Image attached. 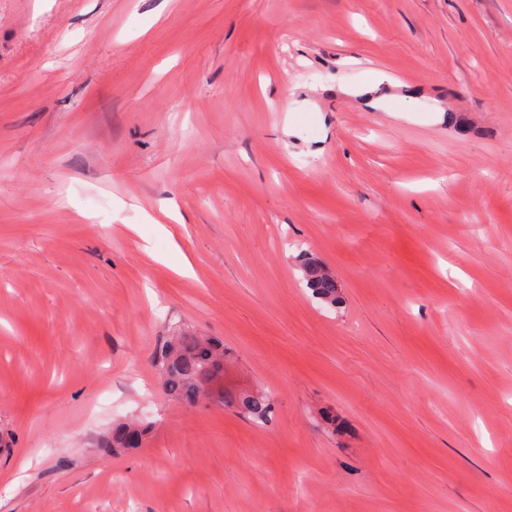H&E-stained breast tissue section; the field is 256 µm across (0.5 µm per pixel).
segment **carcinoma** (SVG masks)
<instances>
[{
    "label": "carcinoma",
    "instance_id": "obj_1",
    "mask_svg": "<svg viewBox=\"0 0 512 512\" xmlns=\"http://www.w3.org/2000/svg\"><path fill=\"white\" fill-rule=\"evenodd\" d=\"M308 288L322 301L336 303V280L315 261L304 266ZM224 342L178 329L154 355V365L166 395L173 401L195 406L203 401L233 408L252 419L264 420L270 404L262 394L224 388ZM148 426L123 423L103 442L110 454L141 448Z\"/></svg>",
    "mask_w": 512,
    "mask_h": 512
}]
</instances>
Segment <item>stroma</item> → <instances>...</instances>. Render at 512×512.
<instances>
[{"label": "stroma", "instance_id": "35a3bbf8", "mask_svg": "<svg viewBox=\"0 0 512 512\" xmlns=\"http://www.w3.org/2000/svg\"><path fill=\"white\" fill-rule=\"evenodd\" d=\"M0 512H512V0H0ZM308 288L322 301L336 304V280L315 261H308L304 266ZM224 342L178 329L154 355L166 395L191 406L205 401L264 420L270 404L262 394L224 389ZM147 434V425L142 423H123L112 429L111 436L103 442V448L110 454L142 448Z\"/></svg>", "mask_w": 512, "mask_h": 512}]
</instances>
